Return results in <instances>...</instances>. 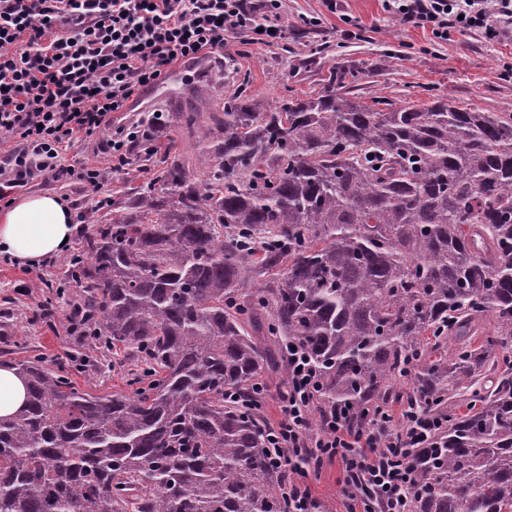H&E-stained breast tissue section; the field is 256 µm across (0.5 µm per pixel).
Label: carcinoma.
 Wrapping results in <instances>:
<instances>
[{
    "label": "carcinoma",
    "mask_w": 512,
    "mask_h": 512,
    "mask_svg": "<svg viewBox=\"0 0 512 512\" xmlns=\"http://www.w3.org/2000/svg\"><path fill=\"white\" fill-rule=\"evenodd\" d=\"M201 120L198 168L166 148L64 280L132 393L78 389L33 356L0 417V512H285L287 475L246 400L292 343L314 414L362 426L407 394L446 419L411 454L415 512H512V115L438 96H349Z\"/></svg>",
    "instance_id": "cac0c4a2"
}]
</instances>
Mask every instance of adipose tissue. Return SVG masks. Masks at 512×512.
<instances>
[{
	"instance_id": "ef3b65f1",
	"label": "adipose tissue",
	"mask_w": 512,
	"mask_h": 512,
	"mask_svg": "<svg viewBox=\"0 0 512 512\" xmlns=\"http://www.w3.org/2000/svg\"><path fill=\"white\" fill-rule=\"evenodd\" d=\"M68 203L51 193L21 196L0 209V254L34 264L60 255L74 234Z\"/></svg>"
}]
</instances>
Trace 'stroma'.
Masks as SVG:
<instances>
[{
	"mask_svg": "<svg viewBox=\"0 0 512 512\" xmlns=\"http://www.w3.org/2000/svg\"><path fill=\"white\" fill-rule=\"evenodd\" d=\"M283 0L284 39L276 45L247 43L245 35L229 39L223 57L212 55L191 65L193 74L172 95L158 99L152 111L163 114L195 111L196 87L207 86L210 107L223 104L240 81L257 108L276 103L286 94L317 96L324 89L330 67L347 65L362 70L354 91L364 100L383 97L397 103L425 106L445 95L461 106L484 112L512 114V83L501 79L500 58L512 57V34L488 40L476 31L452 32L450 40L434 39L430 31L412 27L386 11L384 0ZM319 25H310V18ZM362 26L360 37L347 36L348 21ZM112 136L103 129L92 139L75 144L69 158L98 168L101 188L76 181L32 184L30 193H55L73 213L99 211L102 197L118 200L129 187L144 182L143 150L134 147L131 163L116 170L101 146ZM65 256L45 265L0 261V349L15 345V359L42 358L51 369L70 374L76 387L97 393L128 391L127 369L115 354L98 358L84 371L74 370L70 355L87 352L82 337L69 331V318L80 302L79 288L68 286L56 293L51 284L63 277ZM51 301L53 316L44 319L40 306ZM324 512H343L342 474L327 464L302 480Z\"/></svg>",
	"mask_w": 512,
	"mask_h": 512,
	"instance_id": "1",
	"label": "stroma"
}]
</instances>
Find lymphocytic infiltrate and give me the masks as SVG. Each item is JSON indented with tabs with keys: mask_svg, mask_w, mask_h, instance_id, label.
<instances>
[{
	"mask_svg": "<svg viewBox=\"0 0 512 512\" xmlns=\"http://www.w3.org/2000/svg\"><path fill=\"white\" fill-rule=\"evenodd\" d=\"M282 0H0V201L35 182L99 185L101 172L67 163L75 142L112 124L127 102L158 85L170 66L222 52L230 36L282 40ZM402 21L439 40L451 30L487 38L512 27V0H386ZM316 371L288 352L280 419L268 427L274 458L295 475L339 462L348 507L413 512L409 457L442 426L405 407L375 410L354 428L343 412L311 420Z\"/></svg>",
	"mask_w": 512,
	"mask_h": 512,
	"instance_id": "f902f5d3",
	"label": "lymphocytic infiltrate"
}]
</instances>
